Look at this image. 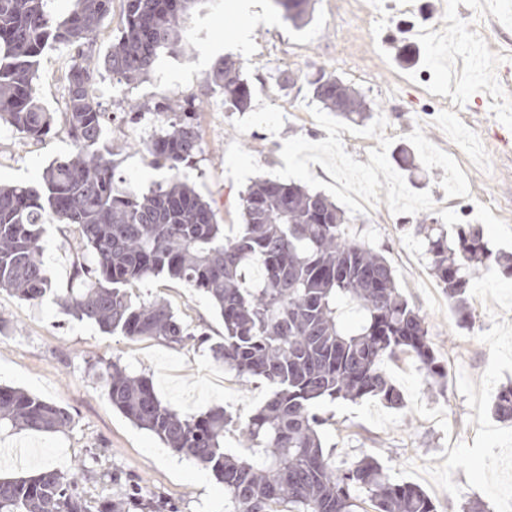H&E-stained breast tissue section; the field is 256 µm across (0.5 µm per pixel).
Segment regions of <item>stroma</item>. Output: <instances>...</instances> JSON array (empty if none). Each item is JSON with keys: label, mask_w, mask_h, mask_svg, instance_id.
<instances>
[{"label": "stroma", "mask_w": 512, "mask_h": 512, "mask_svg": "<svg viewBox=\"0 0 512 512\" xmlns=\"http://www.w3.org/2000/svg\"><path fill=\"white\" fill-rule=\"evenodd\" d=\"M432 0H315L309 22L294 28L272 0H206L192 12L183 49L161 54L137 84L103 75L95 94L110 119L104 141L116 173L146 189L165 181L143 150L160 129L158 103L192 100L201 142L185 174L221 224L241 221L239 196L260 177L324 193L351 219L350 235L381 252L396 282L419 311L444 380L425 384L416 359L397 355L385 369L404 405L365 398L322 403L330 420L323 443L336 462L373 456L395 482H410L437 512H512V423L490 407L512 382V277L473 280L469 316L460 321L431 270L419 224L444 228L475 219L492 249L512 252V102L497 92L498 72L512 66V0H457L441 36L415 39L434 26ZM481 49L487 67L473 72ZM74 53L46 48L37 94L54 114L50 133L27 137L0 125V182L33 183L76 146L63 114L65 77ZM242 65L251 93L248 112H229L210 83L224 58ZM338 76L371 104L370 119L353 124L313 100L318 73ZM292 74L285 83L283 74ZM408 149L404 170L392 157ZM368 184L374 207L361 209L339 185ZM54 288L76 287L82 245L71 228L49 223L41 242ZM134 301L161 299L194 333L220 340L224 325L208 298L161 276L132 288ZM116 361L150 376L161 401L189 414L223 407L248 418L271 393L215 361L208 345L170 347L151 338L102 333L63 314L52 298L32 304L0 291V386L68 407L69 428L46 434L1 430L0 475L27 476L78 462L136 481L175 512H223L224 486L192 458L173 453L139 429L106 398L94 366Z\"/></svg>", "instance_id": "obj_1"}]
</instances>
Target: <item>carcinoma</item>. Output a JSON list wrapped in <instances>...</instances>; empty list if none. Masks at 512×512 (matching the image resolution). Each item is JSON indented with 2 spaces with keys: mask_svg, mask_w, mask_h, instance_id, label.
<instances>
[{
  "mask_svg": "<svg viewBox=\"0 0 512 512\" xmlns=\"http://www.w3.org/2000/svg\"><path fill=\"white\" fill-rule=\"evenodd\" d=\"M48 0H0V124L29 137L47 134L53 113L40 104L36 78L50 44L75 51L67 76L69 131L77 150L47 166L34 185H0V290L39 303L54 294L63 312L106 334L151 338L172 347L209 344L213 357L247 378L273 386L270 398L245 423L232 413L179 412L163 404L151 378L132 376L118 362L105 365L107 398L138 427L167 448L210 469L224 485L227 512H356L365 494L374 512H437L418 486L389 480L371 456L338 466L325 451L319 404L377 398L399 409L402 393L383 365L400 353L417 359L425 377L444 374L424 319L399 291L392 266L351 237L350 218L328 196L295 183L256 179L240 196L242 224L224 236V225L181 178L199 150L192 107L166 108L162 128L147 147L151 163L166 168L169 182L149 191L115 178L112 153L97 148L107 114L94 93L105 71L118 81L147 78L164 51L184 42V23L204 0H123L120 36L102 60L91 37L112 0H72L61 21ZM284 19L300 28L311 0H274ZM211 82L224 91V107L244 112L251 90L240 64L220 61ZM313 98L355 122L372 107L353 86L321 74L309 81ZM49 221L69 224L91 250L93 261L77 267L81 287L57 294L40 241ZM434 274L466 320V290L475 276L496 270L512 275V258L495 255L479 224H457L448 235L418 225ZM166 275L203 292L219 311L224 336L189 332L163 300L132 303L128 288ZM360 315L347 330L342 306ZM512 419V386L500 389L492 407ZM70 411L36 395L0 386V429L52 433L72 423ZM236 429L243 452L224 447ZM94 471L43 470L0 477V512H140L152 508L131 485L115 496L92 500L82 483Z\"/></svg>",
  "mask_w": 512,
  "mask_h": 512,
  "instance_id": "cac0c4a2",
  "label": "carcinoma"
}]
</instances>
